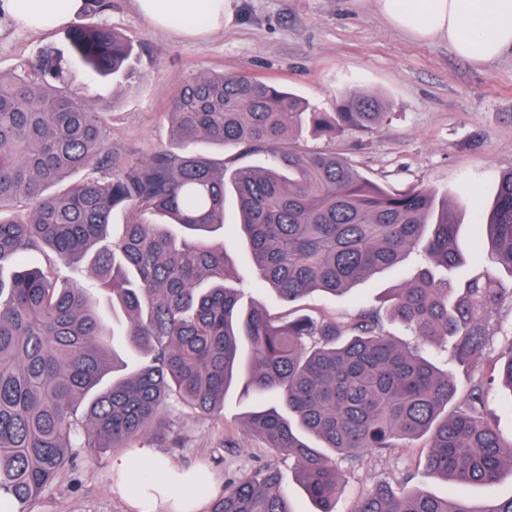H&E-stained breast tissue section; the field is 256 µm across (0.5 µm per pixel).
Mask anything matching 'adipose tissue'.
I'll use <instances>...</instances> for the list:
<instances>
[{
    "label": "adipose tissue",
    "instance_id": "adipose-tissue-1",
    "mask_svg": "<svg viewBox=\"0 0 512 512\" xmlns=\"http://www.w3.org/2000/svg\"><path fill=\"white\" fill-rule=\"evenodd\" d=\"M378 13L394 28L420 41H445L454 52L486 64L512 52V0H375ZM84 0H0V10L31 31L70 24ZM154 26L195 36L224 25L228 0H135ZM117 490L130 512H201L186 495L188 482L206 469L180 471L150 447L112 460Z\"/></svg>",
    "mask_w": 512,
    "mask_h": 512
}]
</instances>
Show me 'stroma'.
Wrapping results in <instances>:
<instances>
[{
  "label": "stroma",
  "mask_w": 512,
  "mask_h": 512,
  "mask_svg": "<svg viewBox=\"0 0 512 512\" xmlns=\"http://www.w3.org/2000/svg\"><path fill=\"white\" fill-rule=\"evenodd\" d=\"M96 20L124 35L140 55L135 84L118 91L108 80L97 86L107 103L117 162L172 146L170 100L183 78L208 70L289 89L322 111L351 87L382 99L387 115L377 129H347L332 139L307 134L302 143L342 154L387 189L427 188L452 201L468 191L489 198L500 175L512 170V55L470 63L445 42L419 41L395 29L379 15L375 0H230L223 29L197 37L149 25L134 0H111ZM58 40L56 31H29L1 16L0 71L11 72ZM402 284L401 271L387 270L344 295L310 294L295 308L344 326L360 308L381 307ZM254 404L238 387L225 395L223 413L210 416L173 398L159 412L163 430L127 446L149 445L183 467L206 465L218 482L204 494L207 502L222 496L221 482L274 463L299 512H313L295 479L294 460L267 448L247 428ZM115 454L112 448L81 453L32 512H129L112 490ZM424 455L418 445L390 455L368 452L357 462L336 457L346 475L337 512H352L379 484L406 483L447 495L449 484L424 470Z\"/></svg>",
  "instance_id": "1"
}]
</instances>
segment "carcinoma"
Instances as JSON below:
<instances>
[{"label": "carcinoma", "instance_id": "obj_1", "mask_svg": "<svg viewBox=\"0 0 512 512\" xmlns=\"http://www.w3.org/2000/svg\"><path fill=\"white\" fill-rule=\"evenodd\" d=\"M108 7L85 0L61 44L0 72V497L25 512L81 449L150 433L172 397L219 412L241 385L257 401L249 428L295 461L316 512H336L343 488L329 453L356 462L423 437V467L458 491L381 486L353 512H512V497L477 504L461 492L512 473V439L487 413L497 384L512 407V325L501 321L512 282L492 272L512 274V170L487 212L473 195L450 205L426 189H385L341 154L294 138L305 123L328 135L372 131L381 100L352 89L335 111L318 112L261 80L202 72L171 100L176 147L114 172L93 79L121 88L135 68L129 40L85 21ZM216 146L263 153L266 164L217 161L207 152ZM229 196L245 275L212 240ZM461 207L473 216L468 253L457 241ZM118 209L131 218L112 233ZM46 251L48 267L20 265ZM413 254L420 261L389 306L416 336L411 346L386 334L379 310H359L345 328L272 314L247 292L262 282L288 303L336 295ZM59 265L89 281L59 283ZM99 294L123 329L110 326ZM497 334L509 348L498 365L489 355ZM436 346L467 375L464 398L425 355ZM211 512L295 510L269 463L225 482Z\"/></svg>", "mask_w": 512, "mask_h": 512}]
</instances>
